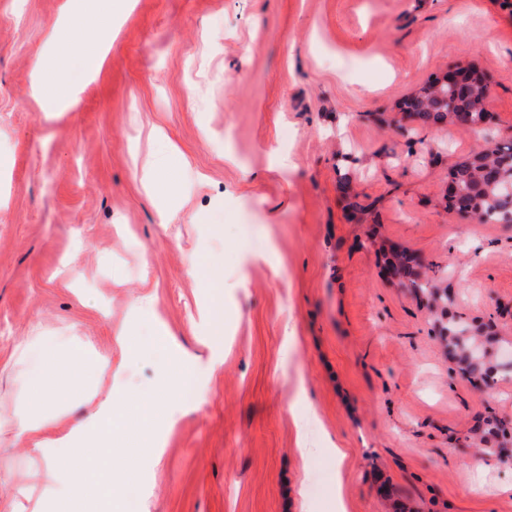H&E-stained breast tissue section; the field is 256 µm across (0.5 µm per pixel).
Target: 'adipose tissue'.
Segmentation results:
<instances>
[{
    "instance_id": "adipose-tissue-1",
    "label": "adipose tissue",
    "mask_w": 512,
    "mask_h": 512,
    "mask_svg": "<svg viewBox=\"0 0 512 512\" xmlns=\"http://www.w3.org/2000/svg\"><path fill=\"white\" fill-rule=\"evenodd\" d=\"M23 363L21 410L0 411V437L15 434L25 445L20 480L0 512H129L136 454L116 452L114 436L152 441L172 389L187 369L174 365L170 379L151 394L128 395L106 385L112 357L74 336H40L18 343ZM88 403L75 418L70 407Z\"/></svg>"
}]
</instances>
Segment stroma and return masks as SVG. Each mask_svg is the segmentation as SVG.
I'll use <instances>...</instances> for the list:
<instances>
[{
    "label": "stroma",
    "instance_id": "1",
    "mask_svg": "<svg viewBox=\"0 0 512 512\" xmlns=\"http://www.w3.org/2000/svg\"><path fill=\"white\" fill-rule=\"evenodd\" d=\"M94 3L0 0V403L22 337H86L125 392L169 360L195 388L138 461L139 512H512V449L487 432L512 373L463 376L381 255L414 254L512 352V224L444 200L481 134L395 123L472 70L512 141V0H129L108 28ZM75 28L109 45L98 74L62 67ZM46 72L73 91L54 117ZM157 127L180 151L164 200L142 169Z\"/></svg>",
    "mask_w": 512,
    "mask_h": 512
}]
</instances>
